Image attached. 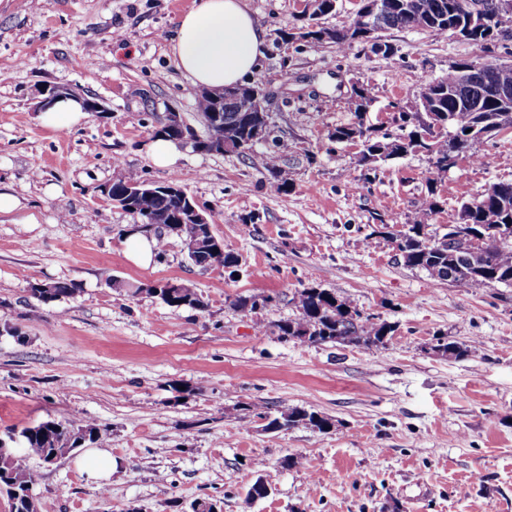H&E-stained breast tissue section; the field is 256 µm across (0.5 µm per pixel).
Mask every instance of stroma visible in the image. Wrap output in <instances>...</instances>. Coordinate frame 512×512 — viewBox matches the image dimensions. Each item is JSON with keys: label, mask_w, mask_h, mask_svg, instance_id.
Returning <instances> with one entry per match:
<instances>
[{"label": "stroma", "mask_w": 512, "mask_h": 512, "mask_svg": "<svg viewBox=\"0 0 512 512\" xmlns=\"http://www.w3.org/2000/svg\"><path fill=\"white\" fill-rule=\"evenodd\" d=\"M193 0H0V433L55 419L109 429L112 477L89 479L79 451L32 463L38 512H512V288H465L403 265L394 237L421 199L444 233L462 201L512 182V135L481 144L447 171L410 154L363 174L359 145L339 143L353 84L372 88L368 122L395 130L429 81L451 63L486 57L452 35L391 29L385 58L360 44L283 43L300 0H246L266 33L247 83L270 96L268 136L253 154L181 146L175 170L145 144L181 113L203 123L196 89L170 51ZM62 86L103 104L78 125L40 119L44 89ZM279 151L288 191L256 165ZM136 173L177 180L207 206L231 268L188 263L164 234L149 262L131 259L139 218L106 186ZM141 283L129 296L111 279ZM35 280L75 282L74 296L33 298ZM180 281L205 310L172 308L149 286ZM317 286L393 325L385 347L310 344L277 336L296 295ZM256 296L254 310L238 297ZM468 356L434 351L437 338ZM315 410L333 426L270 430L266 416ZM296 466L284 469L283 457ZM264 478L271 494L247 489Z\"/></svg>", "instance_id": "stroma-1"}]
</instances>
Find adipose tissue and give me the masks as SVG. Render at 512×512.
<instances>
[{"mask_svg":"<svg viewBox=\"0 0 512 512\" xmlns=\"http://www.w3.org/2000/svg\"><path fill=\"white\" fill-rule=\"evenodd\" d=\"M265 32L244 0H194L170 39L176 68L196 88L241 84L263 55Z\"/></svg>","mask_w":512,"mask_h":512,"instance_id":"1","label":"adipose tissue"}]
</instances>
